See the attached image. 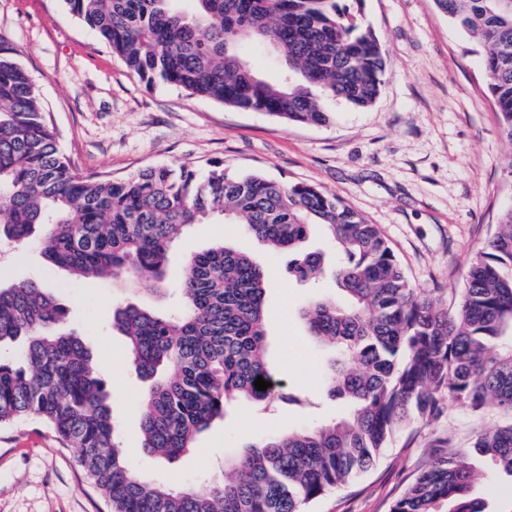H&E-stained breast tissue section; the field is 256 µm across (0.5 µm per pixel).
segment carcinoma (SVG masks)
Returning <instances> with one entry per match:
<instances>
[{
	"label": "carcinoma",
	"mask_w": 512,
	"mask_h": 512,
	"mask_svg": "<svg viewBox=\"0 0 512 512\" xmlns=\"http://www.w3.org/2000/svg\"><path fill=\"white\" fill-rule=\"evenodd\" d=\"M66 0L149 87L170 85L287 122L325 125L327 104L358 108L378 98L385 71L371 29L339 0ZM484 54L502 135L512 143V0H434ZM269 47L280 75L245 58ZM241 224L288 254V278L314 285L324 257L305 242L327 227L342 260L344 300L311 298L299 309L307 335L329 347L327 396L348 416L241 446L208 491L175 489L129 469L119 422L92 353L64 332L68 309L34 279L0 280V425L37 416L71 447L112 512H303L302 505L366 472L401 430L432 425L442 393L462 413L491 407L498 421L476 433L479 471L436 434L429 460L389 512H486L475 483L512 477V207L469 260L461 299L443 308L411 287L377 225L334 194L306 184L236 176L215 163L149 167L102 178L76 171L60 152L16 47L0 36V241L41 245L46 262L77 278L126 279L166 294L169 252L193 224ZM267 272L220 239L187 255L180 307L166 313L127 302L112 327L127 339L146 383L141 448L173 462L242 401L267 410L306 399L269 364ZM272 383L265 391L257 378Z\"/></svg>",
	"instance_id": "obj_1"
}]
</instances>
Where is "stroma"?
<instances>
[{
    "label": "stroma",
    "instance_id": "obj_1",
    "mask_svg": "<svg viewBox=\"0 0 512 512\" xmlns=\"http://www.w3.org/2000/svg\"><path fill=\"white\" fill-rule=\"evenodd\" d=\"M350 9L381 45L384 84L369 108L336 102V119L327 126L287 123L174 86L146 87L64 0H0V34L18 48L46 121L79 172L122 178L161 164L204 171L219 162L238 175L320 187L379 227L417 292L456 304L469 257L512 205V184L502 173L512 143L500 135L483 56L434 0H352ZM225 236L267 268L272 367L287 387L314 393L316 405L262 412L239 404L197 438L193 451L161 462L141 449L146 384L126 361L124 336L109 327L112 311L130 299L161 311L175 308L186 255ZM287 265V255L271 252L241 225L195 224L172 248L169 291L156 298L121 281L74 279L49 267L34 244L0 249V279H40L67 305L113 395L123 446L137 472L198 492L246 440L347 413L324 391L328 352L298 317L310 296L341 293L330 275L313 289L296 285ZM478 426L447 405L439 422L397 433L369 471L309 512H388L434 433L453 431L457 449L465 451ZM0 512H110V506L79 464L77 449L26 418L0 426Z\"/></svg>",
    "mask_w": 512,
    "mask_h": 512
}]
</instances>
